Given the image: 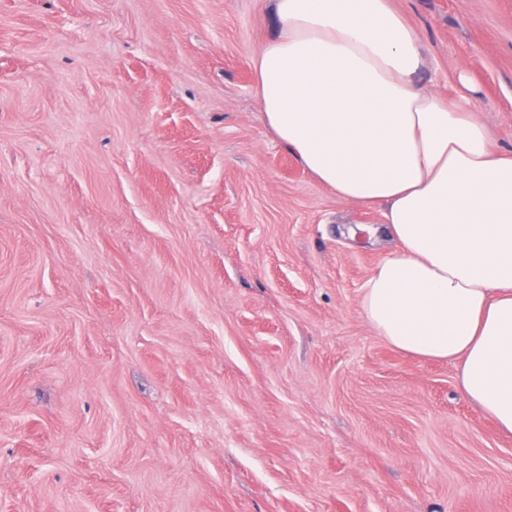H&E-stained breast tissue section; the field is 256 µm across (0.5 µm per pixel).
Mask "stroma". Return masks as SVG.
Wrapping results in <instances>:
<instances>
[{
    "label": "stroma",
    "mask_w": 512,
    "mask_h": 512,
    "mask_svg": "<svg viewBox=\"0 0 512 512\" xmlns=\"http://www.w3.org/2000/svg\"><path fill=\"white\" fill-rule=\"evenodd\" d=\"M512 152V0H391ZM272 0H0V512H512V436L376 336L396 244L265 125Z\"/></svg>",
    "instance_id": "1"
}]
</instances>
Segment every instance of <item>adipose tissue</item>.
<instances>
[{"label": "adipose tissue", "instance_id": "adipose-tissue-1", "mask_svg": "<svg viewBox=\"0 0 512 512\" xmlns=\"http://www.w3.org/2000/svg\"><path fill=\"white\" fill-rule=\"evenodd\" d=\"M254 60L266 126L346 204L380 205L396 243L362 313L397 349L458 364L512 434V153L467 97L421 84L420 37L390 0H273Z\"/></svg>", "mask_w": 512, "mask_h": 512}]
</instances>
